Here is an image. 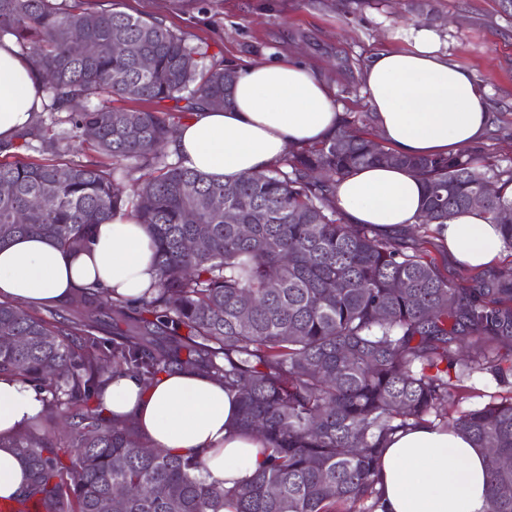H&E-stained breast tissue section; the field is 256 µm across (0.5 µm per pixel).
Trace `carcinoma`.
Listing matches in <instances>:
<instances>
[{
  "instance_id": "cac0c4a2",
  "label": "carcinoma",
  "mask_w": 512,
  "mask_h": 512,
  "mask_svg": "<svg viewBox=\"0 0 512 512\" xmlns=\"http://www.w3.org/2000/svg\"><path fill=\"white\" fill-rule=\"evenodd\" d=\"M7 34L34 45L50 125L36 120L0 151L74 141L112 166L1 161L0 246L37 234L77 252L95 225L127 212L146 227L158 270L137 303L81 288L45 319L0 301V375L46 394L39 420L12 442L29 472L12 512H101L114 485L124 494L112 512H356L364 502L375 512L386 441L430 417L488 449L487 512H512V395L455 417L449 392L451 378L475 371L512 375V276L450 282L423 256L425 240L407 250L346 224L333 200L358 169L405 168L424 185L423 227L479 195L512 249V168L480 173L464 153L398 155L347 120L263 172L221 182L166 152L182 115L230 97L235 71L204 44L160 17L84 0H0ZM77 40L100 50L78 57ZM125 43L150 55V68ZM116 98L155 108L116 109ZM34 197L49 206L31 208ZM215 197L236 223L211 207ZM202 226L205 245L184 250ZM502 348L507 358L489 356ZM182 368L237 391L238 430L263 433L267 463L245 482H207L198 456L159 451L100 409L115 373L147 384Z\"/></svg>"
}]
</instances>
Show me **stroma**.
I'll return each instance as SVG.
<instances>
[{"instance_id": "35a3bbf8", "label": "stroma", "mask_w": 512, "mask_h": 512, "mask_svg": "<svg viewBox=\"0 0 512 512\" xmlns=\"http://www.w3.org/2000/svg\"><path fill=\"white\" fill-rule=\"evenodd\" d=\"M89 7H116L132 14L164 18L193 41L209 44L217 60L229 66L266 60L280 52L302 57L336 90L343 116H360L370 106L363 66L371 51L386 46L390 29L420 18L439 31L450 60L478 80L498 121L470 148L480 162L512 166V16L498 0H430L420 16L414 0H202L186 11L174 0H88ZM453 414L483 407L512 395V378L499 382L475 372L452 382Z\"/></svg>"}]
</instances>
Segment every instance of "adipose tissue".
Returning a JSON list of instances; mask_svg holds the SVG:
<instances>
[{
	"instance_id": "ef3b65f1",
	"label": "adipose tissue",
	"mask_w": 512,
	"mask_h": 512,
	"mask_svg": "<svg viewBox=\"0 0 512 512\" xmlns=\"http://www.w3.org/2000/svg\"><path fill=\"white\" fill-rule=\"evenodd\" d=\"M388 38L392 47L375 50L363 73L388 148L407 156H446L479 141L489 119L487 95L470 72L449 60L439 33L396 27ZM45 102L29 55L14 37H0V141L30 125ZM340 119L329 84L301 59L284 55L239 67L230 103L193 112L168 149L186 167L232 182L266 170L289 147L323 140ZM422 195L413 173L374 166L339 181L334 200L347 222L391 236L418 224ZM432 231L465 269L492 267L505 251L499 227L478 209L457 213ZM153 255L145 226L123 214L97 225L90 246L77 253L26 235L0 248V299L39 307L95 287L134 301L157 282ZM102 402L113 419L133 423L154 448L199 455L210 483L233 486L266 461L262 434L236 429L237 392L215 378L179 369L145 385L119 375ZM42 409L30 384L0 376V497H15L27 483L10 442ZM486 464L485 449L440 424L425 421L398 431L379 464L376 512H485Z\"/></svg>"
}]
</instances>
